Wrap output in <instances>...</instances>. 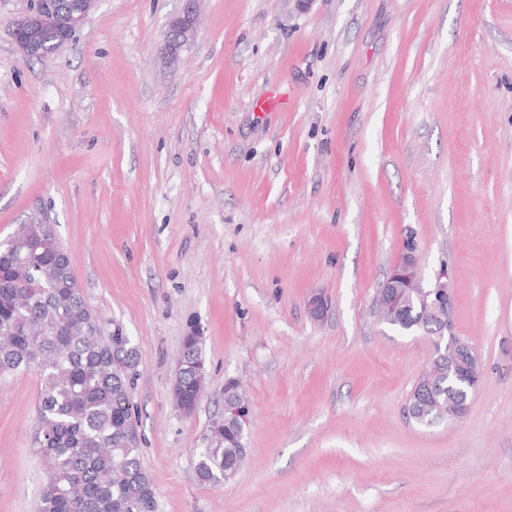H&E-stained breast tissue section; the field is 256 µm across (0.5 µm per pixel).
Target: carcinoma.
Instances as JSON below:
<instances>
[{"label":"carcinoma","instance_id":"cac0c4a2","mask_svg":"<svg viewBox=\"0 0 512 512\" xmlns=\"http://www.w3.org/2000/svg\"><path fill=\"white\" fill-rule=\"evenodd\" d=\"M24 232L0 251V332H10L0 335V373L35 369L42 380L31 434L44 472L38 512H158L139 448L127 445L136 413L126 366L139 362L138 349L127 337L119 341V329L108 336L70 330L93 314L73 285L68 254L52 226L33 229L44 241L34 253L25 250ZM204 366L203 342L185 337L175 387L189 404L200 398ZM219 425L223 444L197 453L204 484L224 482L245 459L238 422L226 415Z\"/></svg>","mask_w":512,"mask_h":512}]
</instances>
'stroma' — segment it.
I'll return each instance as SVG.
<instances>
[{"instance_id":"obj_1","label":"stroma","mask_w":512,"mask_h":512,"mask_svg":"<svg viewBox=\"0 0 512 512\" xmlns=\"http://www.w3.org/2000/svg\"><path fill=\"white\" fill-rule=\"evenodd\" d=\"M26 7L0 0V241L52 225L102 331L137 346L159 512H512V0H201L174 55L184 0H97L40 59L13 39ZM410 232L483 364L467 415L431 429L404 413L431 338L372 318ZM230 377L247 458L202 484ZM41 387L0 375V512L39 503ZM186 7L181 16L175 18L169 26L164 50L168 54H176L193 34L196 23V10L194 4L198 0H185ZM186 332V337L182 341L180 372L176 378L175 387L184 402L193 404L200 398L207 376L203 357L204 341H199L204 336L201 328L196 323H190ZM189 336H194L198 340Z\"/></svg>"}]
</instances>
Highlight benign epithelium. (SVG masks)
<instances>
[{
    "mask_svg": "<svg viewBox=\"0 0 512 512\" xmlns=\"http://www.w3.org/2000/svg\"><path fill=\"white\" fill-rule=\"evenodd\" d=\"M95 2L76 0L66 16L58 0H31L28 9L13 22L15 43L27 58L56 52L69 41L71 31L84 21ZM195 2L186 0L183 14L170 23L164 45L166 53H177L193 34L197 23ZM454 292V277L448 267L433 281L424 283L417 246L410 241L375 298V320L387 329H393L399 310L416 302L424 307L425 318L438 325L433 357L414 385V390L429 396V403L415 413V419L425 429L441 421L463 419L482 380L479 354L455 332Z\"/></svg>",
    "mask_w": 512,
    "mask_h": 512,
    "instance_id": "1",
    "label": "benign epithelium"
}]
</instances>
